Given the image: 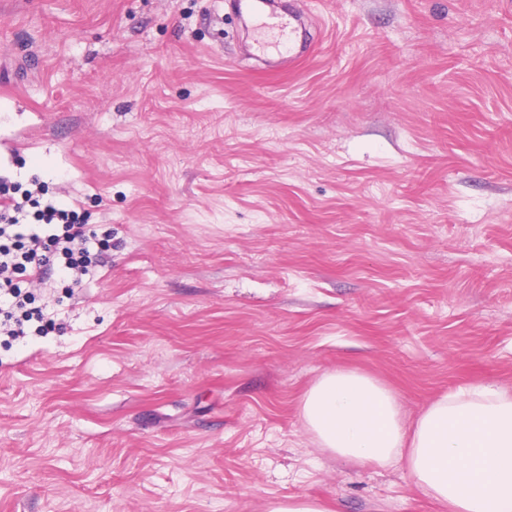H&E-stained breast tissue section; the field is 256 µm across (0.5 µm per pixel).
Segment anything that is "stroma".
<instances>
[{
  "instance_id": "1",
  "label": "stroma",
  "mask_w": 512,
  "mask_h": 512,
  "mask_svg": "<svg viewBox=\"0 0 512 512\" xmlns=\"http://www.w3.org/2000/svg\"><path fill=\"white\" fill-rule=\"evenodd\" d=\"M293 6L270 71L237 0H0V173L111 239L0 336V512H440L302 394L512 391V0Z\"/></svg>"
}]
</instances>
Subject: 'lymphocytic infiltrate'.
Masks as SVG:
<instances>
[{
  "mask_svg": "<svg viewBox=\"0 0 512 512\" xmlns=\"http://www.w3.org/2000/svg\"><path fill=\"white\" fill-rule=\"evenodd\" d=\"M32 197L0 175V334L17 340L27 336L31 321L45 318L41 308L29 307L20 278L42 285L56 277L79 291L101 264L96 234L79 213L52 199L29 212Z\"/></svg>",
  "mask_w": 512,
  "mask_h": 512,
  "instance_id": "lymphocytic-infiltrate-1",
  "label": "lymphocytic infiltrate"
}]
</instances>
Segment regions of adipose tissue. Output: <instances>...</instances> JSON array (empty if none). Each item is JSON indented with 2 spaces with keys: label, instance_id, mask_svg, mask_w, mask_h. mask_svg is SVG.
<instances>
[{
  "label": "adipose tissue",
  "instance_id": "1",
  "mask_svg": "<svg viewBox=\"0 0 512 512\" xmlns=\"http://www.w3.org/2000/svg\"><path fill=\"white\" fill-rule=\"evenodd\" d=\"M320 447L370 466H402L448 512H512V393L448 391L406 423L395 393L354 370L324 374L301 402Z\"/></svg>",
  "mask_w": 512,
  "mask_h": 512
}]
</instances>
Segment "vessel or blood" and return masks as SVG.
<instances>
[{
    "label": "vessel or blood",
    "instance_id": "vessel-or-blood-1",
    "mask_svg": "<svg viewBox=\"0 0 512 512\" xmlns=\"http://www.w3.org/2000/svg\"><path fill=\"white\" fill-rule=\"evenodd\" d=\"M240 7L253 18L256 49L260 54L294 61L308 52L306 33L296 19L264 12L261 0H242Z\"/></svg>",
    "mask_w": 512,
    "mask_h": 512
}]
</instances>
